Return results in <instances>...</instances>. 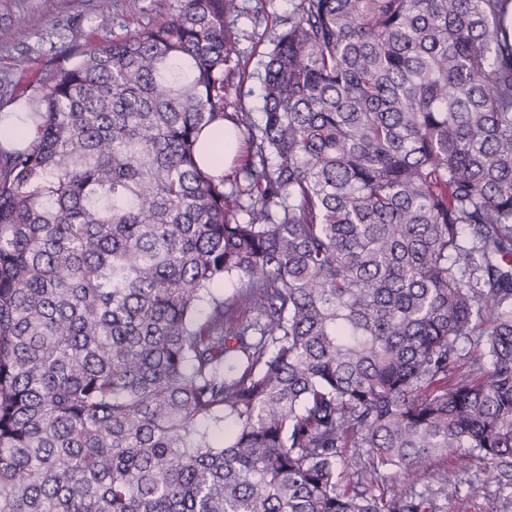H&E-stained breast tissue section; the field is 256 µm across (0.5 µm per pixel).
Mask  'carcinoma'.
Listing matches in <instances>:
<instances>
[{
  "label": "carcinoma",
  "mask_w": 512,
  "mask_h": 512,
  "mask_svg": "<svg viewBox=\"0 0 512 512\" xmlns=\"http://www.w3.org/2000/svg\"><path fill=\"white\" fill-rule=\"evenodd\" d=\"M237 13L69 53L0 151V512H429L431 459L512 470V0H298L259 124Z\"/></svg>",
  "instance_id": "1"
}]
</instances>
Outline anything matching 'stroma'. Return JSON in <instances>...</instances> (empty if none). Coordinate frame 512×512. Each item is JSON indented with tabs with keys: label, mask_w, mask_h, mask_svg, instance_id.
I'll list each match as a JSON object with an SVG mask.
<instances>
[{
	"label": "stroma",
	"mask_w": 512,
	"mask_h": 512,
	"mask_svg": "<svg viewBox=\"0 0 512 512\" xmlns=\"http://www.w3.org/2000/svg\"><path fill=\"white\" fill-rule=\"evenodd\" d=\"M179 0H112L101 10L99 0H0V112L15 115L32 108L41 78L71 46L98 44L160 24L175 13ZM236 28L238 59L245 80L231 92L230 107L263 112V62L277 31L273 21L286 17L291 0H238ZM265 23L255 25L257 14ZM454 468L449 457L427 463L416 482L417 491L433 502V512H512L504 507L502 484L512 483L488 460H475L458 470L460 492L448 497L439 476Z\"/></svg>",
	"instance_id": "stroma-1"
}]
</instances>
